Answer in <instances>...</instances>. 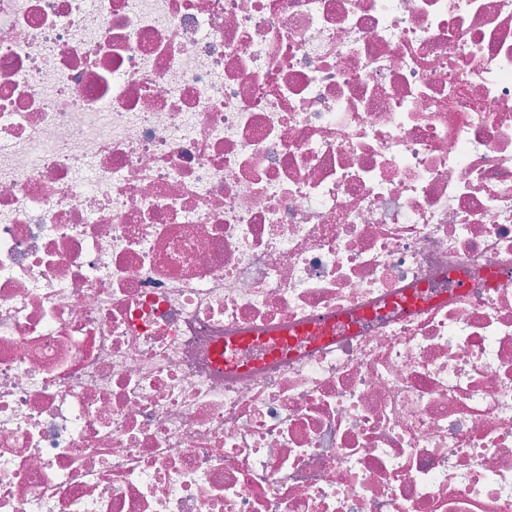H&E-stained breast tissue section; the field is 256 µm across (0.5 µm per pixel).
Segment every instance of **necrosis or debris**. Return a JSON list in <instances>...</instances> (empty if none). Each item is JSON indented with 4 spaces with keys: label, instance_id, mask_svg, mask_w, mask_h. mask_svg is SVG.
Returning <instances> with one entry per match:
<instances>
[{
    "label": "necrosis or debris",
    "instance_id": "necrosis-or-debris-1",
    "mask_svg": "<svg viewBox=\"0 0 512 512\" xmlns=\"http://www.w3.org/2000/svg\"><path fill=\"white\" fill-rule=\"evenodd\" d=\"M0 512H512V0H0Z\"/></svg>",
    "mask_w": 512,
    "mask_h": 512
}]
</instances>
